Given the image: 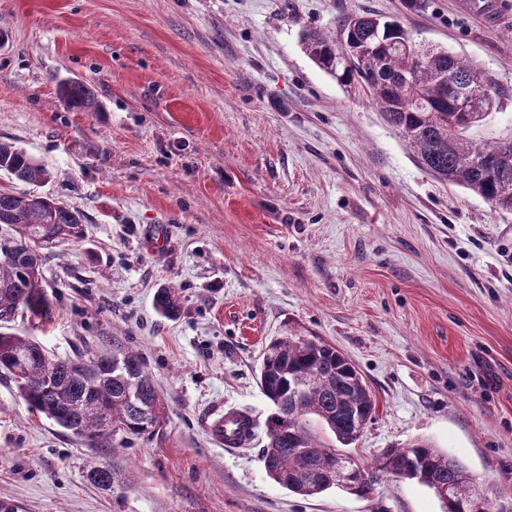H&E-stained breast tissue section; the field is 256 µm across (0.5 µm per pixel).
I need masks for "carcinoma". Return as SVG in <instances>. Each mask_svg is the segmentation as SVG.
Listing matches in <instances>:
<instances>
[{
    "label": "carcinoma",
    "mask_w": 512,
    "mask_h": 512,
    "mask_svg": "<svg viewBox=\"0 0 512 512\" xmlns=\"http://www.w3.org/2000/svg\"><path fill=\"white\" fill-rule=\"evenodd\" d=\"M303 46L309 58L344 86L368 89L384 120L407 143L416 161L436 179L461 186L499 211L512 212V131L492 141L472 134L497 107L499 92L481 68L441 47L418 43L395 19L373 14L344 17L336 34L308 30ZM448 77L443 85L441 77ZM68 107L96 112L91 89L79 82L60 89ZM491 97L467 122L454 93ZM0 171L22 182H44L50 171L23 149L0 142ZM0 224L12 230L10 260L0 259V374L17 386L29 408L99 449L118 434L154 432L165 420L166 407L141 354L116 346L87 361L90 376L74 374L72 359L49 356L37 342L4 330L22 309L34 316L49 311L43 289V259L28 257L24 242L41 234L59 243L85 236L81 214L45 196L0 190ZM156 310L172 317L180 310L175 288L154 297ZM311 382L299 397L294 387ZM259 383L273 412L265 422L261 459L268 476L289 492L312 497L338 487L336 448L319 440L310 428L315 418L336 442L356 441L353 422L372 419L375 403L356 367L335 346L316 336H276L263 351ZM115 470L91 462L87 479L112 489ZM368 475L415 480L432 491L441 485L448 498L442 512H491L475 495L476 479L457 458L428 441L391 448Z\"/></svg>",
    "instance_id": "cac0c4a2"
}]
</instances>
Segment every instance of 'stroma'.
Here are the masks:
<instances>
[{"label": "stroma", "instance_id": "35a3bbf8", "mask_svg": "<svg viewBox=\"0 0 512 512\" xmlns=\"http://www.w3.org/2000/svg\"><path fill=\"white\" fill-rule=\"evenodd\" d=\"M350 13L479 63L502 91L483 137L512 127V0H0V141L52 174L0 172V189L57 197L86 226L45 251L48 319L11 328L61 358L134 347L166 405L155 432L114 438L105 491L90 449L0 376L14 512H441L410 480L302 497L267 476L262 350L291 333L334 344L372 393L345 455L372 466L429 440L512 512V213L435 179L367 91L312 63L303 32ZM65 81L100 111L67 108ZM164 287L173 320L153 305ZM220 406L254 417L248 447L211 441ZM156 310L163 316L172 317L180 310V296L176 288H161L154 297ZM115 474L111 464L93 461L87 472V479L103 490H110Z\"/></svg>", "mask_w": 512, "mask_h": 512}]
</instances>
